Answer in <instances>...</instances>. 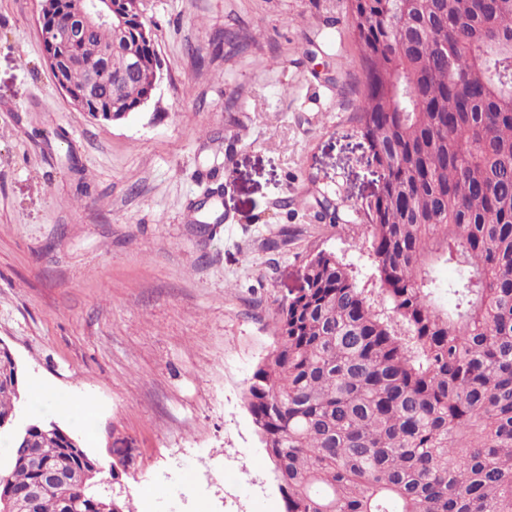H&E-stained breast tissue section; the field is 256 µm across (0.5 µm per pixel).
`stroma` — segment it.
Listing matches in <instances>:
<instances>
[{"label": "stroma", "mask_w": 512, "mask_h": 512, "mask_svg": "<svg viewBox=\"0 0 512 512\" xmlns=\"http://www.w3.org/2000/svg\"><path fill=\"white\" fill-rule=\"evenodd\" d=\"M345 4L142 0L162 79L112 122L58 88L36 0H0V341L29 415L74 426L34 380L94 405L84 446L123 457L101 477L135 512H284L244 406L278 306L330 251L386 308Z\"/></svg>", "instance_id": "35a3bbf8"}]
</instances>
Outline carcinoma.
Here are the masks:
<instances>
[{"instance_id":"carcinoma-1","label":"carcinoma","mask_w":512,"mask_h":512,"mask_svg":"<svg viewBox=\"0 0 512 512\" xmlns=\"http://www.w3.org/2000/svg\"><path fill=\"white\" fill-rule=\"evenodd\" d=\"M364 71L356 121L381 175L368 209L384 318L319 252L279 305L275 348L245 406L285 512H512V0H348ZM138 72L114 71L129 47ZM71 93L131 115L154 94L156 46L100 25L60 47ZM456 278L441 284L435 268ZM448 294V307L439 303ZM19 386L0 355V495L56 474L32 512H60L82 469L73 436L15 427ZM103 512L99 476L70 485Z\"/></svg>"}]
</instances>
